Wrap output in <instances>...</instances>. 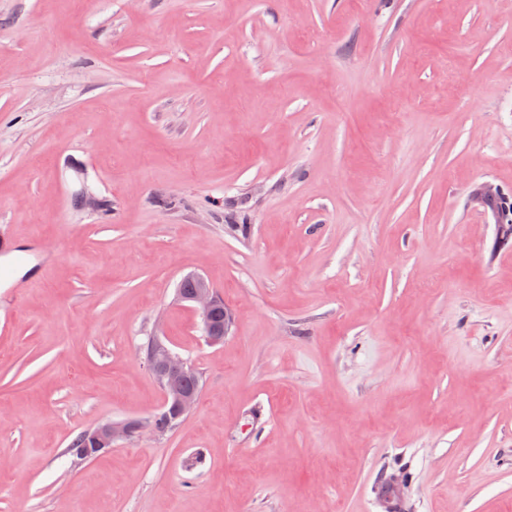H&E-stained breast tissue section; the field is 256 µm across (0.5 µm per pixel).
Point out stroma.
<instances>
[{"label": "stroma", "mask_w": 512, "mask_h": 512, "mask_svg": "<svg viewBox=\"0 0 512 512\" xmlns=\"http://www.w3.org/2000/svg\"><path fill=\"white\" fill-rule=\"evenodd\" d=\"M488 184L512 0H0V512H512ZM156 335L196 407L76 459L161 410ZM193 277L198 282V288L195 290L190 300L186 302L201 314L204 333L208 342L211 344H220L224 342V338L228 336L233 318L229 312H224V301L222 302L220 300V304L213 318L217 323L223 324L224 329L216 328L211 324L210 315L213 307L219 301V297L203 276L195 274ZM144 432H149L153 435L158 434L154 417L149 420L120 423H114L112 421L104 422L86 431V436L93 445L92 448H84L85 432H82L73 440L70 446V451L73 452L77 458L84 460L83 457H85V459L88 460L99 455L101 452L112 448V446H114L120 439L127 438L135 433L143 434ZM80 448H82V454Z\"/></svg>", "instance_id": "stroma-1"}]
</instances>
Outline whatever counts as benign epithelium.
I'll list each match as a JSON object with an SVG mask.
<instances>
[{"label":"benign epithelium","mask_w":512,"mask_h":512,"mask_svg":"<svg viewBox=\"0 0 512 512\" xmlns=\"http://www.w3.org/2000/svg\"><path fill=\"white\" fill-rule=\"evenodd\" d=\"M194 278L198 282V288L188 303L201 314L208 342L220 344L228 336L233 318L230 313H224L222 329L211 324L210 315L219 297L203 276L196 274ZM143 359L164 393L165 404L174 408L172 422L179 423L193 411L199 399L197 391L185 387L190 365L158 337L153 338ZM144 432L158 434L155 419L101 423L86 431L92 447L82 449V455L88 460L111 448L117 441Z\"/></svg>","instance_id":"7a95c632"}]
</instances>
